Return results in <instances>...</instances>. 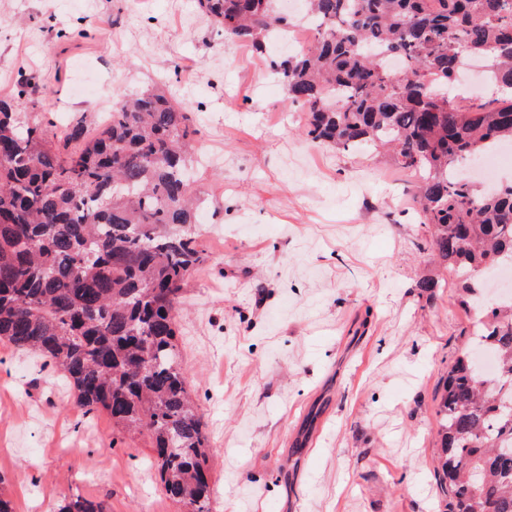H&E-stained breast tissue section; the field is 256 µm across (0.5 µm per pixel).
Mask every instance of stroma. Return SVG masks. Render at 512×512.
Returning <instances> with one entry per match:
<instances>
[{
  "label": "stroma",
  "mask_w": 512,
  "mask_h": 512,
  "mask_svg": "<svg viewBox=\"0 0 512 512\" xmlns=\"http://www.w3.org/2000/svg\"><path fill=\"white\" fill-rule=\"evenodd\" d=\"M265 66L197 0H0V98L48 137L158 85L212 157L177 320L212 512H441L436 410L470 316L419 247L414 176L370 148L307 141ZM151 456L40 356L0 342V494L15 512L63 497L184 512Z\"/></svg>",
  "instance_id": "stroma-1"
}]
</instances>
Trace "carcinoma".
Instances as JSON below:
<instances>
[{
    "label": "carcinoma",
    "mask_w": 512,
    "mask_h": 512,
    "mask_svg": "<svg viewBox=\"0 0 512 512\" xmlns=\"http://www.w3.org/2000/svg\"><path fill=\"white\" fill-rule=\"evenodd\" d=\"M305 48L271 62L306 139L386 147L417 177L423 247L457 276L473 322L448 367L436 459L445 512H512V298L480 276L512 260V181L483 189L459 163L512 145V95L448 93L461 57H487L512 91V0H306ZM224 37L267 52L276 0H198ZM192 114L158 89L117 99L95 134L86 117L53 142L0 102V340L43 356L87 412L147 437L171 499L209 512L204 414L176 344L180 298L201 260L191 188ZM481 350L492 371L476 372ZM58 512H106L89 499Z\"/></svg>",
    "instance_id": "cac0c4a2"
}]
</instances>
